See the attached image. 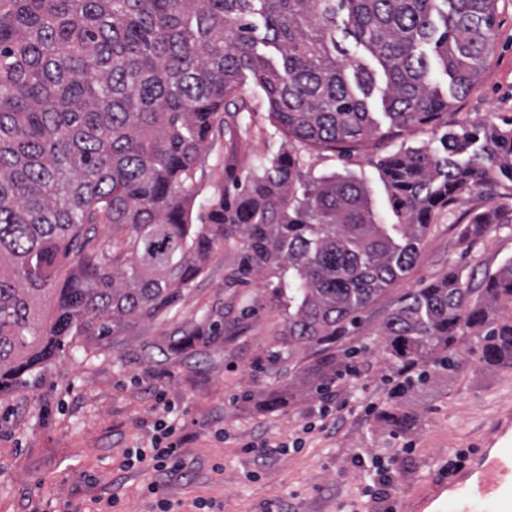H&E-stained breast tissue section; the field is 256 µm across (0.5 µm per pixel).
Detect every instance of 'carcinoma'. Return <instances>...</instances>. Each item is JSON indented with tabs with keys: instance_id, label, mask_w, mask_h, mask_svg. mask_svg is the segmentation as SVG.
<instances>
[{
	"instance_id": "cac0c4a2",
	"label": "carcinoma",
	"mask_w": 512,
	"mask_h": 512,
	"mask_svg": "<svg viewBox=\"0 0 512 512\" xmlns=\"http://www.w3.org/2000/svg\"><path fill=\"white\" fill-rule=\"evenodd\" d=\"M495 0H0V390L73 336H104L173 304L220 244H240L229 276L288 277L291 350L343 336L414 264L435 211L512 170V136L448 128L431 73L465 94L487 65ZM374 60L350 58L336 31ZM278 131L342 156L378 130L441 133L378 162L395 224H380L350 173L302 185L293 151L234 176L193 222L204 151L234 133L247 84ZM477 216L470 240L496 223ZM108 224L112 235L102 237ZM402 371L450 367L455 343L481 341L487 366L512 362V258L474 286L464 271L405 293L376 329ZM342 358L306 367L318 392ZM385 425L415 421L393 409Z\"/></svg>"
}]
</instances>
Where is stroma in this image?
I'll use <instances>...</instances> for the list:
<instances>
[{
	"label": "stroma",
	"instance_id": "35a3bbf8",
	"mask_svg": "<svg viewBox=\"0 0 512 512\" xmlns=\"http://www.w3.org/2000/svg\"><path fill=\"white\" fill-rule=\"evenodd\" d=\"M246 94L240 133L232 138L216 132L207 152L201 201L222 180L245 176L289 147L269 118L264 94L253 87ZM450 109V124L512 133V0H498L488 66ZM422 145H437L429 127L394 128L385 121L347 157L294 148L304 180L352 173L367 187L379 223L391 224L395 218L376 163ZM493 208L505 214V223L463 244V224ZM238 256L237 247H219L172 308L107 336L77 337L20 384L0 390V512H92L94 498L110 493L119 512H150L145 487L152 474L122 468V453L145 445L163 420L186 440L185 468L165 488L176 512H190L198 497L217 502L223 512H271L281 500L293 512H364L371 475L357 466V455L394 457L390 492L398 500L414 486L441 478L438 464L449 449L474 447L496 419L512 414V364L483 365L478 340L467 336L458 342L455 370H431L426 383L404 396L400 407L417 418V429L391 432L381 414L399 375L375 335L408 290L443 278L453 266L478 280L512 257V176L498 174L492 185L436 213L409 271L367 307L354 335L333 344V351H354L359 373L336 384L348 412L333 435L314 429L318 395L294 389L298 373L323 356L322 347L300 346L273 357L272 338L288 315L274 298L278 275L269 270L251 284L228 285ZM248 306L255 315L241 319ZM213 320L224 324L214 337L208 334ZM193 330L199 340L174 347L175 338ZM158 390L173 403L172 413L154 410ZM246 390L264 399L284 395L288 403L267 412L242 402ZM306 424L313 431L305 448L290 451ZM249 444L269 447L270 462L259 465L254 452L245 450Z\"/></svg>",
	"mask_w": 512,
	"mask_h": 512
}]
</instances>
